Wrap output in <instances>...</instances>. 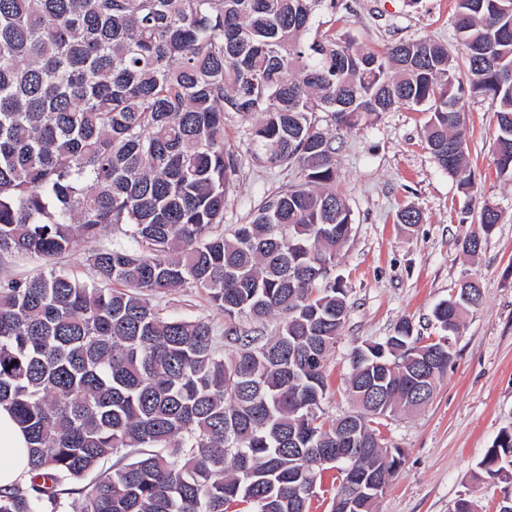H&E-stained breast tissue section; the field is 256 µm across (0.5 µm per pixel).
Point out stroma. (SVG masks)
<instances>
[{"label": "stroma", "instance_id": "stroma-1", "mask_svg": "<svg viewBox=\"0 0 512 512\" xmlns=\"http://www.w3.org/2000/svg\"><path fill=\"white\" fill-rule=\"evenodd\" d=\"M323 14L337 37L365 51L430 37L448 44L456 59L464 47L454 27L455 0H343ZM428 115L404 108L335 131V189L352 211V232L332 271L345 288L348 314L327 357L321 413L336 418L353 409L347 394L352 351L391 335L401 319L422 336H436L434 306L465 280L479 283L481 307L453 340L455 362L424 408L387 418L383 437L403 448L405 462L373 512H451L462 498L477 512H498L512 485L478 479L477 465L502 428L512 426V182L496 172L495 119L487 100L466 104L465 175L439 168L426 148ZM250 121L225 113V136L242 153L224 211V227L242 223L268 193L300 182L296 167L269 169L247 157ZM500 221L475 255L460 242L478 231L483 204ZM416 208L411 227L400 212ZM162 316L208 321L223 333L224 315L191 288L155 297Z\"/></svg>", "mask_w": 512, "mask_h": 512}]
</instances>
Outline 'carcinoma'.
<instances>
[{"label": "carcinoma", "instance_id": "obj_1", "mask_svg": "<svg viewBox=\"0 0 512 512\" xmlns=\"http://www.w3.org/2000/svg\"><path fill=\"white\" fill-rule=\"evenodd\" d=\"M338 0H0V253L52 262L90 247L96 280L51 266L0 281V405L28 437L32 480L0 488V512H68L62 486L124 448L121 468L82 490L78 512H309L303 486L336 467L347 418L318 414L346 293L328 281L352 213L331 190L339 129L404 107L429 114L425 141L450 174L466 167L464 100H488L495 164L512 180V0H457L466 49L424 37L364 51L315 26ZM257 117L253 162L293 165L302 183L272 192L224 233L241 166L224 113ZM499 213L489 204L481 230ZM203 291L230 320L224 355L202 320L165 318L151 298ZM483 300L460 286L432 311L457 336ZM283 315L266 340L233 320ZM452 346L410 334L351 354L356 415L348 482L330 512H372L405 452L380 420L426 405ZM512 482V428L479 462Z\"/></svg>", "mask_w": 512, "mask_h": 512}]
</instances>
